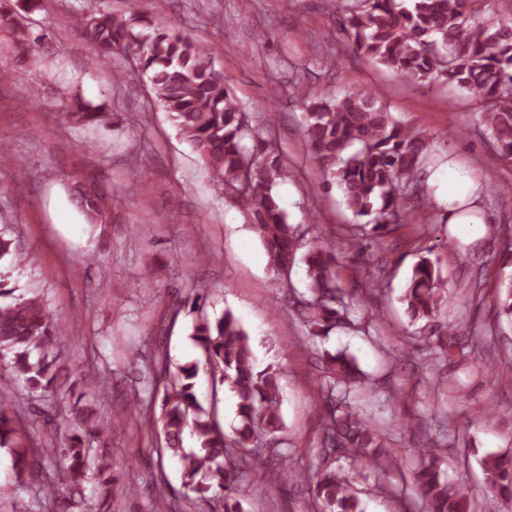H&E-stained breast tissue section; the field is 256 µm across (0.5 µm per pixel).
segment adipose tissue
<instances>
[{"mask_svg":"<svg viewBox=\"0 0 512 512\" xmlns=\"http://www.w3.org/2000/svg\"><path fill=\"white\" fill-rule=\"evenodd\" d=\"M439 187V202L447 206L448 224L458 231H467L469 225L481 223L482 193L479 182L464 170L457 160H449L429 177Z\"/></svg>","mask_w":512,"mask_h":512,"instance_id":"1","label":"adipose tissue"}]
</instances>
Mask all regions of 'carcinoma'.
Instances as JSON below:
<instances>
[{
	"instance_id": "carcinoma-1",
	"label": "carcinoma",
	"mask_w": 512,
	"mask_h": 512,
	"mask_svg": "<svg viewBox=\"0 0 512 512\" xmlns=\"http://www.w3.org/2000/svg\"><path fill=\"white\" fill-rule=\"evenodd\" d=\"M40 8V0H23L18 8L0 11V27L12 30L27 46L26 15ZM336 28L348 48L375 65H382L412 82H442L465 91L484 107L482 121L498 155L512 158V10L502 13L488 0H335ZM74 25L97 48L96 66L112 67L119 84L125 72L112 65L134 59L147 74L156 98L208 167L245 213L258 236L276 278L288 277L296 258L306 266L308 294L285 297L283 309L306 330L309 338L326 336L350 324L352 292L336 277V249L307 238L301 225L288 223L274 194L278 181L290 175L276 154L264 123L244 110L215 69L210 47L190 34L168 28L141 14L119 18L94 5L74 19ZM303 100L304 139L326 182L337 185L346 208L355 219H365L348 230L351 245L372 241L390 231V225L414 220L426 198L421 172L429 142L426 133L396 120L371 89L352 91L339 98L321 88L298 89ZM81 125L110 122L105 107L80 104L66 113ZM77 202L95 222L103 207L97 193H79ZM371 231H366V227ZM24 260L15 240L0 231V261ZM444 280L438 261L421 258L412 270L402 302L410 323H431L437 314ZM0 282V360L10 375L34 391L48 392L60 371L56 352L62 323L48 310L40 294L16 296ZM203 295L184 300L198 311L192 338L202 360L172 371L168 365L152 371L149 381L162 392L159 421L164 445L160 454H172L182 463L186 489L181 512H195L216 501L222 512H242L235 485L252 470H280L284 481L304 484L311 512H364L349 473L335 466L345 459L371 469L378 484L395 464L385 434L370 425L351 405L346 394L366 379L347 353L320 359L319 397L323 403L321 436L315 469H294L275 448L282 431L280 369L255 364L250 338L229 309L210 317L200 306ZM495 328L502 319L512 324V276L502 279L496 295ZM457 344V328L446 326L440 338V357H450ZM210 373L213 386L225 385L237 398L239 426L226 439L216 420L197 400L194 387L200 368ZM76 383L65 389L76 396L74 423L59 447L29 449L15 441V421L7 415L10 399L0 398V448L10 449L17 479L41 465V457L54 453L70 464L60 468L42 486L48 498H63L66 510L83 496L87 472L95 474L96 488L108 501L114 498L116 477L112 464L93 453L91 441L120 434L128 419L147 423L142 403L134 400L111 419L97 417L94 397L75 393ZM197 438L198 450L186 451V435ZM445 449L435 442L415 449L417 461L411 479L426 512H474L471 490L453 484L441 470ZM484 481L497 498L512 502V452L481 459Z\"/></svg>"
}]
</instances>
